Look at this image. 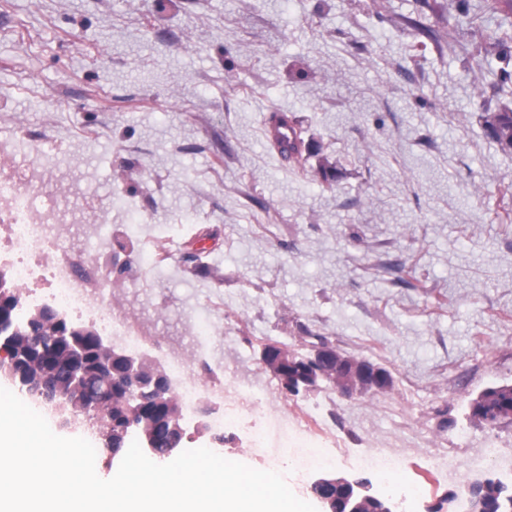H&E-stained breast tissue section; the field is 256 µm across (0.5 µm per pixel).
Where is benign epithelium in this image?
<instances>
[{"label":"benign epithelium","mask_w":512,"mask_h":512,"mask_svg":"<svg viewBox=\"0 0 512 512\" xmlns=\"http://www.w3.org/2000/svg\"><path fill=\"white\" fill-rule=\"evenodd\" d=\"M11 287L12 282L0 269V308L10 312L20 308L17 298L9 292ZM59 320L61 317L57 310L48 303L28 307L22 323L0 312V379L10 381L32 401L52 407L65 423L81 415L101 437L123 440L133 434L150 454L154 453V426L140 405V401L147 397L166 404V421L174 443L181 445L187 439L210 432L209 410L200 411L193 426H188L182 402L174 392L164 367L120 345L103 342L90 326L73 325L69 329L71 343L67 344V354L72 360L73 384L67 388L52 386L48 381L46 363L38 352L47 351L41 337L43 329ZM88 340L97 345L101 358V372L106 377L103 393L110 392L113 363L117 361L120 364L124 422L112 432L107 431L101 419L90 414L92 407L84 387L87 375L81 367ZM292 360L293 354L285 350L273 362L270 356L261 353L262 364L276 376L280 375L281 366L290 364ZM309 363L315 370L332 367L334 382L348 393L382 390L389 382L387 372L346 357L330 344L315 347ZM309 491L319 512H401L397 500L373 491L369 481L351 476L317 475L311 479Z\"/></svg>","instance_id":"7a95c632"}]
</instances>
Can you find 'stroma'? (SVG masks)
<instances>
[{
  "instance_id": "35a3bbf8",
  "label": "stroma",
  "mask_w": 512,
  "mask_h": 512,
  "mask_svg": "<svg viewBox=\"0 0 512 512\" xmlns=\"http://www.w3.org/2000/svg\"><path fill=\"white\" fill-rule=\"evenodd\" d=\"M468 7L471 23L455 19ZM512 7L487 0H0V172L36 142L53 156L38 201L79 284L169 352L204 349L325 427L296 447L332 472L403 452L411 512L512 481V421L470 417L512 383ZM298 123L283 161L266 113ZM206 252L211 273L189 255ZM128 260L129 273L112 264ZM212 322L208 336L186 334ZM389 371L383 392L294 395L260 361L303 331ZM185 441L255 469L247 434ZM495 442L503 459L468 471ZM491 135L498 141L512 146V113L500 112L487 125Z\"/></svg>"
}]
</instances>
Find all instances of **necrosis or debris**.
<instances>
[{
    "label": "necrosis or debris",
    "instance_id": "obj_1",
    "mask_svg": "<svg viewBox=\"0 0 512 512\" xmlns=\"http://www.w3.org/2000/svg\"><path fill=\"white\" fill-rule=\"evenodd\" d=\"M30 170V165L25 164L15 167L11 175L0 176V223L9 227L8 248L22 297L29 303H58L66 315L89 321L100 335L116 339L130 350L140 348L146 336L143 327L117 313L103 290L80 287L71 268L57 261L58 245L49 227L74 223L77 216L55 208L36 207L38 190L29 182ZM40 280L49 282L47 291L35 289V282ZM168 374L181 401L186 406H195L203 388L196 362L171 357ZM211 390L227 400L224 420L250 429L252 447L267 448L264 432L257 429L258 423L273 421L276 434H287V419L281 418L276 406L264 401L260 392L244 395L240 386L225 387L220 378L214 379ZM402 463L399 453L387 451L368 452L357 460L360 468L385 477V491L406 498L411 490L397 479Z\"/></svg>",
    "mask_w": 512,
    "mask_h": 512
}]
</instances>
